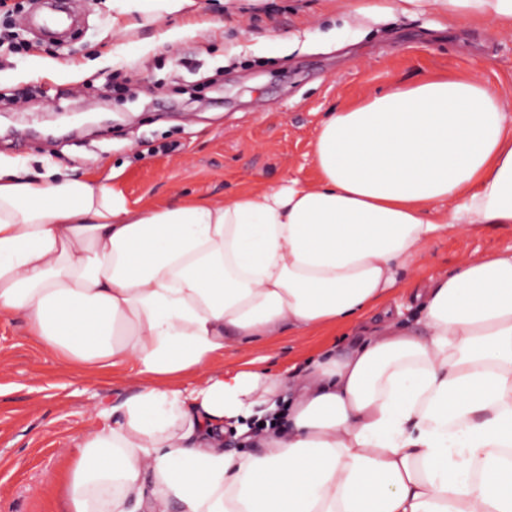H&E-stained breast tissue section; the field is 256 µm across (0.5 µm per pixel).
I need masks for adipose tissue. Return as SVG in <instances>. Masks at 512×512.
<instances>
[{
    "label": "adipose tissue",
    "mask_w": 512,
    "mask_h": 512,
    "mask_svg": "<svg viewBox=\"0 0 512 512\" xmlns=\"http://www.w3.org/2000/svg\"><path fill=\"white\" fill-rule=\"evenodd\" d=\"M512 29V0H406ZM195 0H112V26ZM512 104L432 77L329 113L319 178L228 201L129 205L110 181L0 179V317L59 360H133L61 476L64 512H512V250L385 302L424 246L512 224ZM378 312L305 373L213 371L230 347ZM260 450L224 426L257 412Z\"/></svg>",
    "instance_id": "ef3b65f1"
}]
</instances>
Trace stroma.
<instances>
[{"label":"stroma","mask_w":512,"mask_h":512,"mask_svg":"<svg viewBox=\"0 0 512 512\" xmlns=\"http://www.w3.org/2000/svg\"><path fill=\"white\" fill-rule=\"evenodd\" d=\"M361 0H196L154 22L112 30L109 0H71L79 22L60 42L21 28L33 54L0 55V158L53 180L111 178L127 202L224 201L257 187L313 181L311 143L329 112L396 85L448 76L512 97V30L444 16L438 6L357 15ZM197 35H188L191 26ZM170 153H162V146ZM512 247V224L449 231L402 273L393 294L465 257ZM361 324L225 350L213 369L303 370L354 345ZM129 361L91 376L0 318V512H63L58 477L97 404L138 390Z\"/></svg>","instance_id":"35a3bbf8"}]
</instances>
